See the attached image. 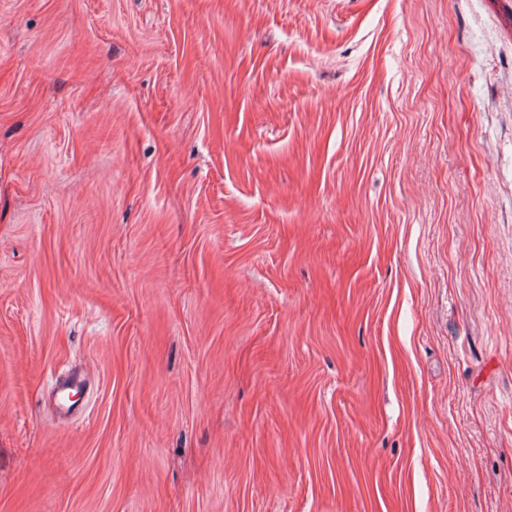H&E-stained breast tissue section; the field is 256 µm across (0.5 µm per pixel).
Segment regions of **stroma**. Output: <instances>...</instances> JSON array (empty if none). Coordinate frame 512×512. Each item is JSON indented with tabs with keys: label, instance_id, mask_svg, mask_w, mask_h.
<instances>
[{
	"label": "stroma",
	"instance_id": "35a3bbf8",
	"mask_svg": "<svg viewBox=\"0 0 512 512\" xmlns=\"http://www.w3.org/2000/svg\"><path fill=\"white\" fill-rule=\"evenodd\" d=\"M0 512H512V0H0Z\"/></svg>",
	"mask_w": 512,
	"mask_h": 512
}]
</instances>
